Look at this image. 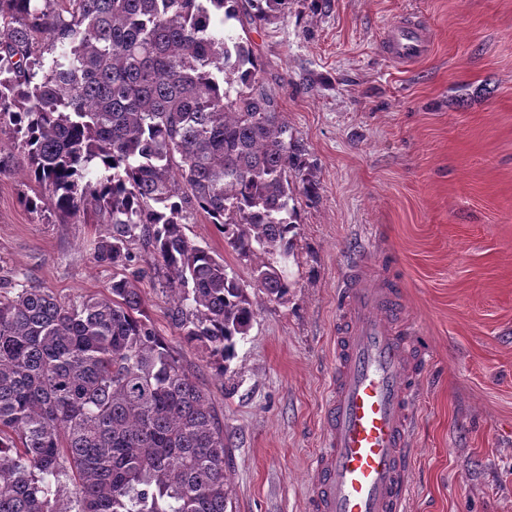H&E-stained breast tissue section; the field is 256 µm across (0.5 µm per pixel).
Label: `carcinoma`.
Returning a JSON list of instances; mask_svg holds the SVG:
<instances>
[{"label":"carcinoma","mask_w":512,"mask_h":512,"mask_svg":"<svg viewBox=\"0 0 512 512\" xmlns=\"http://www.w3.org/2000/svg\"><path fill=\"white\" fill-rule=\"evenodd\" d=\"M292 0H0V124L62 222L92 209L108 295H0V512H227L224 425L157 336L126 270L137 243L165 270L184 341L226 376L258 309L224 259L192 243L193 212L237 255L289 258L306 182L249 40ZM53 54L46 63L44 53ZM256 292L285 299L272 263Z\"/></svg>","instance_id":"1"}]
</instances>
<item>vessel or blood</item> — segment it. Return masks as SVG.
I'll list each match as a JSON object with an SVG mask.
<instances>
[{
  "mask_svg": "<svg viewBox=\"0 0 512 512\" xmlns=\"http://www.w3.org/2000/svg\"><path fill=\"white\" fill-rule=\"evenodd\" d=\"M429 33L417 20L397 25L387 42L397 60L424 55ZM335 359L323 413L324 448L309 512H406L420 368L425 362L403 321L396 285L348 271L338 294Z\"/></svg>",
  "mask_w": 512,
  "mask_h": 512,
  "instance_id": "obj_1",
  "label": "vessel or blood"
}]
</instances>
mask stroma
Listing matches in <instances>:
<instances>
[{
  "label": "stroma",
  "mask_w": 512,
  "mask_h": 512,
  "mask_svg": "<svg viewBox=\"0 0 512 512\" xmlns=\"http://www.w3.org/2000/svg\"><path fill=\"white\" fill-rule=\"evenodd\" d=\"M409 16L430 45L401 63L382 43ZM247 33L314 186L294 196L288 297L259 302L221 378L181 339L160 266L140 256L132 280L224 424L233 512H307L337 291L358 261L398 286L426 351L407 512H512V0H293ZM30 192L20 152L0 174V294L106 295V225L58 223ZM186 234L246 285L268 259L238 256L200 214Z\"/></svg>",
  "instance_id": "stroma-1"
}]
</instances>
